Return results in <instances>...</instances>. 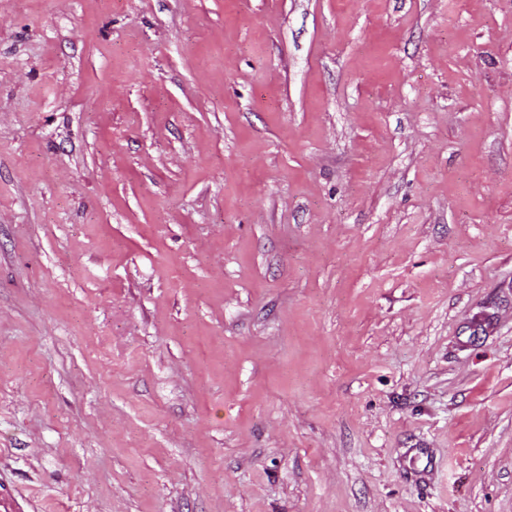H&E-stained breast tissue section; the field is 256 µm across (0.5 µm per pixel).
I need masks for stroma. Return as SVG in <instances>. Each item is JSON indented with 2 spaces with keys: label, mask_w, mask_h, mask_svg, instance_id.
Masks as SVG:
<instances>
[{
  "label": "stroma",
  "mask_w": 512,
  "mask_h": 512,
  "mask_svg": "<svg viewBox=\"0 0 512 512\" xmlns=\"http://www.w3.org/2000/svg\"><path fill=\"white\" fill-rule=\"evenodd\" d=\"M0 493L512 512V0H0Z\"/></svg>",
  "instance_id": "1"
}]
</instances>
